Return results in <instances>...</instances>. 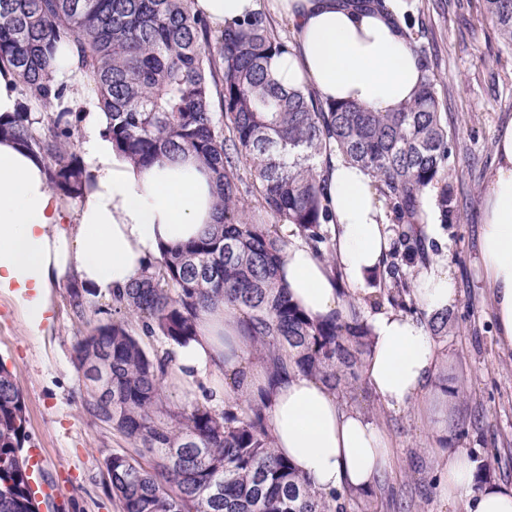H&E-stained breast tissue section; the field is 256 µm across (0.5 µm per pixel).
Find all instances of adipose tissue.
I'll use <instances>...</instances> for the list:
<instances>
[{
    "label": "adipose tissue",
    "instance_id": "1",
    "mask_svg": "<svg viewBox=\"0 0 512 512\" xmlns=\"http://www.w3.org/2000/svg\"><path fill=\"white\" fill-rule=\"evenodd\" d=\"M271 8L296 35L292 53L273 57L270 71L286 89L313 87L321 100H352L391 112L415 95L421 70L407 40L402 14L360 11L348 0H192L194 12L220 31ZM103 112L89 111L82 145L89 181L76 207L67 208L50 187L43 162L11 137L0 136V292L11 295L39 332L46 299L70 278L77 288L104 294L140 281L163 249L198 238L218 223L221 211L211 172L193 157L135 166L101 131ZM330 180L336 267L292 237L279 277L294 303L313 319L348 316V300L360 297L369 274L391 246L389 222L371 175L331 156ZM480 256L493 291L501 342L512 348V129L497 146V166L484 200ZM453 279L433 259L416 280L419 306L450 305ZM372 346L363 377L387 406H406L433 376L436 345L415 317L392 311L370 315ZM242 315L219 303L201 312L195 336L177 346L169 385L194 390L213 379L212 401L269 396L268 425L276 452L287 456L324 497L369 488L388 467L386 434L359 412L343 407L321 381L299 373L271 382L266 362L247 351ZM479 461L449 453L440 487L462 512H512V486L476 484Z\"/></svg>",
    "mask_w": 512,
    "mask_h": 512
}]
</instances>
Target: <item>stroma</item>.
Listing matches in <instances>:
<instances>
[{
  "mask_svg": "<svg viewBox=\"0 0 512 512\" xmlns=\"http://www.w3.org/2000/svg\"><path fill=\"white\" fill-rule=\"evenodd\" d=\"M407 6L453 136L458 213L429 227L426 248L448 264L458 321L437 338V371L406 407H386L365 385L348 406L390 439L386 490L370 497L376 512H459L438 484L449 451L497 456L494 480L512 485V349L499 340L479 251L497 143L512 127V45L481 15L479 0ZM69 289L66 281L54 289L52 321L41 336L28 335L23 312L0 293V364L24 395L30 441L42 450V476L53 490L39 512H117L104 461L129 443L81 407L85 383L73 346L85 323L69 306ZM452 385L461 388L453 404L446 400Z\"/></svg>",
  "mask_w": 512,
  "mask_h": 512,
  "instance_id": "obj_1",
  "label": "stroma"
}]
</instances>
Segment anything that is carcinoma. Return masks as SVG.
<instances>
[{"label":"carcinoma","instance_id":"1","mask_svg":"<svg viewBox=\"0 0 512 512\" xmlns=\"http://www.w3.org/2000/svg\"><path fill=\"white\" fill-rule=\"evenodd\" d=\"M482 6L512 44V0ZM61 48L92 83L112 147L141 168L193 154L214 174L222 211L205 234L163 251L143 280L91 309L74 346L79 370L102 355L112 361V405L88 387L82 406L133 447L112 453L118 512H367V491L321 497L275 453L267 395L228 401L220 412L199 402L169 406L170 357L145 340L183 345L201 311L224 301L244 314V335L274 368L271 380L293 371L332 390L356 389L371 328L354 304L348 318L315 321L292 302L278 280L290 243L280 226L336 268L322 158L334 153L359 166L401 227L371 279L391 306L419 312L411 269L426 251L417 224L429 208L443 224L457 210L447 113L421 51L412 46L422 72L415 99L376 112L323 102L306 86L280 87L268 62L290 46L262 12L215 32L187 0H0V65L19 86L17 112L0 121V135L39 158L51 189L69 199L82 195L88 175L73 143L84 102L55 76ZM245 172L248 192L276 223L249 213ZM454 324L448 307L426 319L433 336ZM29 440L25 398L0 366V512H36L28 463L17 460Z\"/></svg>","mask_w":512,"mask_h":512}]
</instances>
